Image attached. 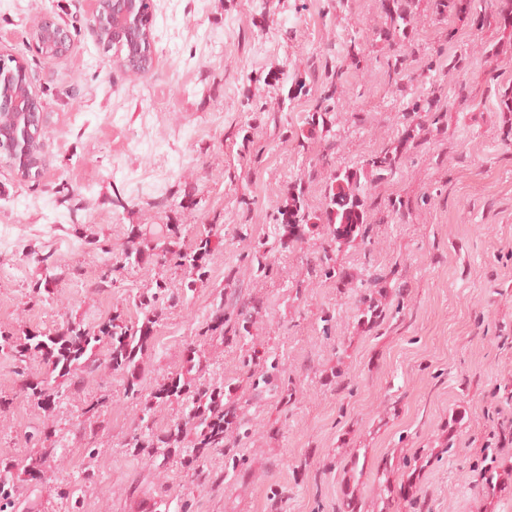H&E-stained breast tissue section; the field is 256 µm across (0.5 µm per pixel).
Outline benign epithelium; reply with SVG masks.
Wrapping results in <instances>:
<instances>
[{
	"instance_id": "1",
	"label": "benign epithelium",
	"mask_w": 512,
	"mask_h": 512,
	"mask_svg": "<svg viewBox=\"0 0 512 512\" xmlns=\"http://www.w3.org/2000/svg\"><path fill=\"white\" fill-rule=\"evenodd\" d=\"M89 27L97 39L113 43L115 60L124 69L147 73L155 65L148 45L149 24L142 0H94ZM30 44L48 60L65 55L72 42L69 28L51 17H40L29 29ZM9 120L0 121V162L11 166L25 180L40 176L47 165V115L27 76L24 90L7 99L0 98V111Z\"/></svg>"
}]
</instances>
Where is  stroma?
Here are the masks:
<instances>
[{
	"label": "stroma",
	"mask_w": 512,
	"mask_h": 512,
	"mask_svg": "<svg viewBox=\"0 0 512 512\" xmlns=\"http://www.w3.org/2000/svg\"><path fill=\"white\" fill-rule=\"evenodd\" d=\"M467 4L442 21L423 0L413 17L422 51L409 87L432 96L443 120L391 179L367 182L368 237L336 253L344 278L319 279L310 269L327 236L281 248L275 218L290 183L305 180L321 214L331 173L401 139L393 49L372 39L385 0H153L156 63L144 75L102 54L91 0H0V55L35 79L49 156L31 181L0 165V332L95 331L116 311L136 330L139 295L166 283L135 373L109 368L104 344L99 368L76 382L40 357L0 352V459L41 470L14 478L0 512H135L150 500L170 512H341L355 450L367 454L371 499L394 452L419 455L450 435L454 452L393 484L394 497L413 493L422 512H512V484L489 495L474 469L497 444L499 418H512V113L497 109L512 85V21L500 18L512 0ZM46 14L73 34L52 61L27 38ZM353 41L372 61L338 82L325 140L306 117ZM453 52L466 71L439 64ZM145 238L152 256L127 259ZM203 239L210 277L193 285L179 256ZM261 244L263 273L253 267ZM375 278L388 305L365 330L358 300ZM192 350L204 383L246 384L256 357L272 379L245 394L236 459L213 451L194 478L178 458L128 448L180 424L182 401L152 394L186 372ZM33 379L52 411L26 397Z\"/></svg>",
	"instance_id": "35a3bbf8"
}]
</instances>
